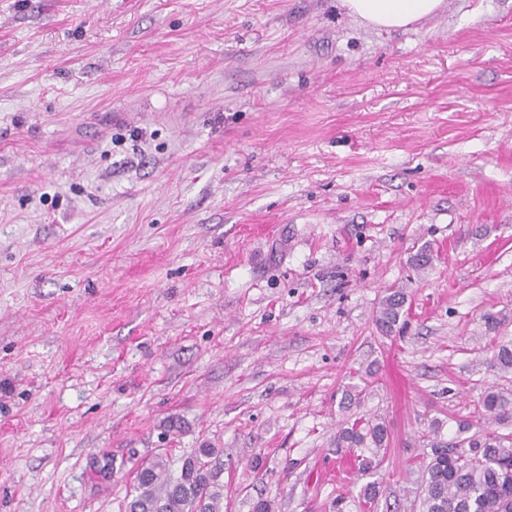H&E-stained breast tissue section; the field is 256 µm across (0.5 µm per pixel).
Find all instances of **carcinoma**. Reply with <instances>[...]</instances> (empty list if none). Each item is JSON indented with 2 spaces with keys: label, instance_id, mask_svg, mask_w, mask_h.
I'll use <instances>...</instances> for the list:
<instances>
[{
  "label": "carcinoma",
  "instance_id": "1",
  "mask_svg": "<svg viewBox=\"0 0 512 512\" xmlns=\"http://www.w3.org/2000/svg\"><path fill=\"white\" fill-rule=\"evenodd\" d=\"M407 294L390 288L381 300L376 324L385 333L404 315ZM493 366L512 372V345L492 355ZM480 427L463 420L455 436L446 439L441 427L424 434L430 448L423 470L421 512H512V431L486 427L512 425V392L490 390L481 398ZM388 429L382 421L348 416L336 435L338 448H365L356 455L358 471L367 475L382 463ZM220 449L197 448L182 460L180 474L170 470L168 456L157 454L138 467L126 512H224L223 468Z\"/></svg>",
  "mask_w": 512,
  "mask_h": 512
}]
</instances>
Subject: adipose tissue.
Listing matches in <instances>:
<instances>
[{
	"label": "adipose tissue",
	"instance_id": "adipose-tissue-1",
	"mask_svg": "<svg viewBox=\"0 0 512 512\" xmlns=\"http://www.w3.org/2000/svg\"><path fill=\"white\" fill-rule=\"evenodd\" d=\"M444 0H343L348 13L378 31L407 29L436 15Z\"/></svg>",
	"mask_w": 512,
	"mask_h": 512
}]
</instances>
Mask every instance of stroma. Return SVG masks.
Segmentation results:
<instances>
[{
    "label": "stroma",
    "instance_id": "stroma-1",
    "mask_svg": "<svg viewBox=\"0 0 512 512\" xmlns=\"http://www.w3.org/2000/svg\"><path fill=\"white\" fill-rule=\"evenodd\" d=\"M509 340L512 0L391 32L341 0H0V512H124L141 459L206 445L224 512H365L371 479L407 512L419 435L512 391ZM351 385L371 479L336 450ZM407 294L403 288H390L381 300L376 324L386 334L391 332L404 315ZM388 429L382 421L363 418V416H348L336 435V448H374L371 456L356 454L358 471L367 475L375 471L383 461L381 450H386L388 444ZM361 458V459H360Z\"/></svg>",
    "mask_w": 512,
    "mask_h": 512
}]
</instances>
